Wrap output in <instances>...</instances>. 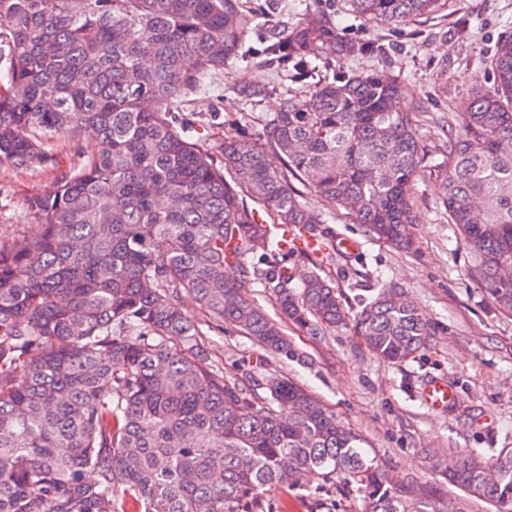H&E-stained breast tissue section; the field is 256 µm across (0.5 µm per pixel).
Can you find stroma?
<instances>
[{"label":"stroma","instance_id":"1","mask_svg":"<svg viewBox=\"0 0 512 512\" xmlns=\"http://www.w3.org/2000/svg\"><path fill=\"white\" fill-rule=\"evenodd\" d=\"M256 7L255 29L224 78L207 84L191 97L185 118L193 139L217 153L224 138L262 135L263 118L277 111L284 98L312 91L316 79L332 77L335 64L319 65L315 79H288L277 62L257 55L267 31L281 30L305 18L312 0H243ZM346 39L379 38L390 51L385 59L352 61L353 69H385L402 75L404 106L415 111V124L425 146L413 200L420 215L411 228L414 247L402 251L376 241L365 227L351 223L343 210L325 206L320 197L302 189V201L323 211L326 227L336 236L358 241V253L323 264L325 276L342 290L347 308L359 296L384 285L407 289L430 328L425 348L398 364L378 361L345 327L325 336L289 329L292 357H275L233 326L224 329L201 322V345L222 363L228 375L248 371L290 377L321 399L339 420L358 430L366 457L396 481L438 482L437 460L450 461L477 453L492 461L512 448V315L499 312L481 287L468 277L467 252L458 230L449 224L439 202L430 167L439 159L446 139L443 126L467 111L479 75L478 63L499 39L512 34V0H449L433 18H421L397 29H385L354 18L344 9L331 17ZM264 89L256 104L245 102V88ZM94 142L82 138L54 141L53 167L22 169L0 163V243L18 235L37 234L40 225L28 209L31 198L51 190L60 173L77 168ZM435 379L448 380L457 393L442 412L425 407L421 389ZM340 478L314 477L307 489L274 490L285 512H310L320 497L330 512H364L359 493H343Z\"/></svg>","mask_w":512,"mask_h":512}]
</instances>
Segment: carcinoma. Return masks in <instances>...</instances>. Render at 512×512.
<instances>
[{"mask_svg":"<svg viewBox=\"0 0 512 512\" xmlns=\"http://www.w3.org/2000/svg\"><path fill=\"white\" fill-rule=\"evenodd\" d=\"M445 4L344 0L351 16L394 27ZM252 32L241 0H0V163L50 167L52 140H97L29 200L42 233L0 245V512H279L267 493L311 474L342 477L365 512H437L425 488L391 484L360 435L301 385L225 375L181 305L186 293L212 325L285 357L288 321L310 336L352 322L389 364L428 336L396 288L373 289L350 314L320 274L336 252L329 231L293 285L288 240L236 189L310 232L325 219L300 201L291 179L304 181L377 239L411 246L424 151L401 76L343 66L285 99L260 140H224L220 166L188 135L189 97ZM260 54L304 78L313 59L383 58L388 46L339 37L316 9L271 32ZM479 70L431 175L469 275L512 313V36ZM252 281L273 290L278 316L245 294ZM443 475L512 512V448L490 464L460 456Z\"/></svg>","mask_w":512,"mask_h":512,"instance_id":"carcinoma-1","label":"carcinoma"}]
</instances>
